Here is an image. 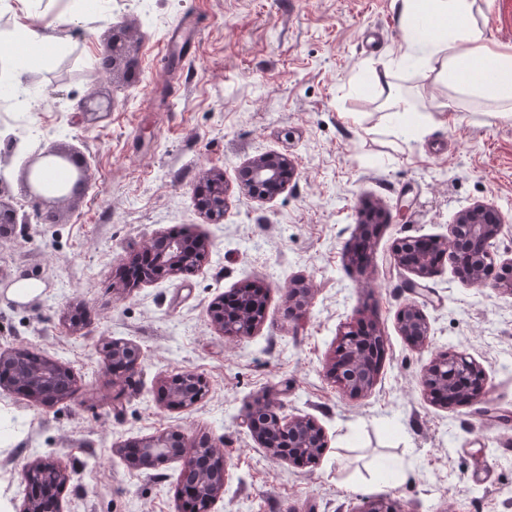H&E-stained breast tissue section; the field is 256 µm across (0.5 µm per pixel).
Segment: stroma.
Segmentation results:
<instances>
[{"instance_id": "35a3bbf8", "label": "stroma", "mask_w": 512, "mask_h": 512, "mask_svg": "<svg viewBox=\"0 0 512 512\" xmlns=\"http://www.w3.org/2000/svg\"><path fill=\"white\" fill-rule=\"evenodd\" d=\"M36 26L62 42L23 75L25 102L0 98V183L19 224L0 233V352L59 361L74 398L44 407L0 387V512H21L24 465L69 471L61 512H182L183 462L134 469L119 452L165 432L208 438L227 461L211 512H363L387 498L400 512H512V292L460 277L443 259L424 287L393 263L404 237L447 239L475 205L494 207L498 263L512 259V120L420 67L393 71L409 133L371 67L401 54L393 0H42ZM195 12L197 39L166 56L169 30ZM121 37L133 67L103 70ZM456 110H449V103ZM75 155L89 176L33 210L24 170L46 151ZM288 156L295 178L277 195L242 188L256 156ZM224 175V214L209 217L196 187ZM203 239L189 273L127 284L122 269L171 231ZM30 277L35 299L8 297ZM304 304L289 309L290 288ZM251 286L266 296L250 336H227L213 305ZM417 304L430 325L415 347L398 312ZM382 336L376 383L352 396L327 373L358 319ZM137 347L131 381L99 354ZM485 371L462 406L432 402L419 383L438 354ZM205 383L188 408L161 402L163 380ZM308 417L327 446L307 465L278 459L250 433L260 400ZM124 347L133 350L131 348V346H129L128 344L119 342L117 340H114L111 343H109L108 345L102 347L101 352L103 354L105 364L108 367L112 368L114 366V368H115V366L117 364H114L112 362L111 354H113V352L117 351L118 349H122ZM140 360H141L140 352L138 349H136V351H134V354L132 355V357L129 359V362H128V360H124L123 371H125L126 373H128L130 375H134L137 372L138 366L140 364Z\"/></svg>"}]
</instances>
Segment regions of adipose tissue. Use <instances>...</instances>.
<instances>
[{
	"label": "adipose tissue",
	"instance_id": "1",
	"mask_svg": "<svg viewBox=\"0 0 512 512\" xmlns=\"http://www.w3.org/2000/svg\"><path fill=\"white\" fill-rule=\"evenodd\" d=\"M405 30L401 62L450 79L459 93L494 103L512 117V51L492 47L479 27L476 0H398Z\"/></svg>",
	"mask_w": 512,
	"mask_h": 512
}]
</instances>
